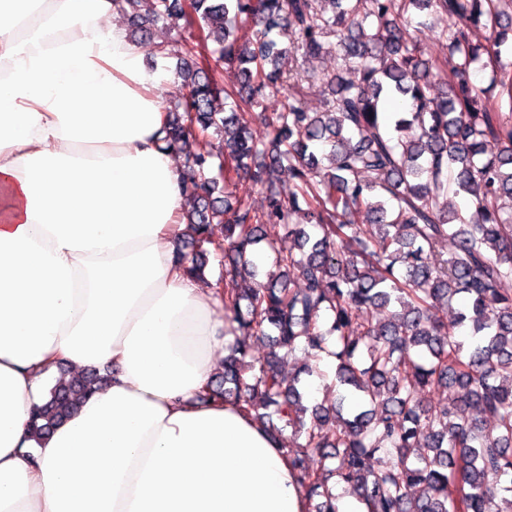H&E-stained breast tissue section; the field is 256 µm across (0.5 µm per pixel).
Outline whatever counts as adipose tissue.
<instances>
[{
    "label": "adipose tissue",
    "mask_w": 512,
    "mask_h": 512,
    "mask_svg": "<svg viewBox=\"0 0 512 512\" xmlns=\"http://www.w3.org/2000/svg\"><path fill=\"white\" fill-rule=\"evenodd\" d=\"M118 0H0V512H308L292 461L232 402H201L229 342L175 258L183 173L168 75ZM112 372L43 441L60 366Z\"/></svg>",
    "instance_id": "ef3b65f1"
}]
</instances>
